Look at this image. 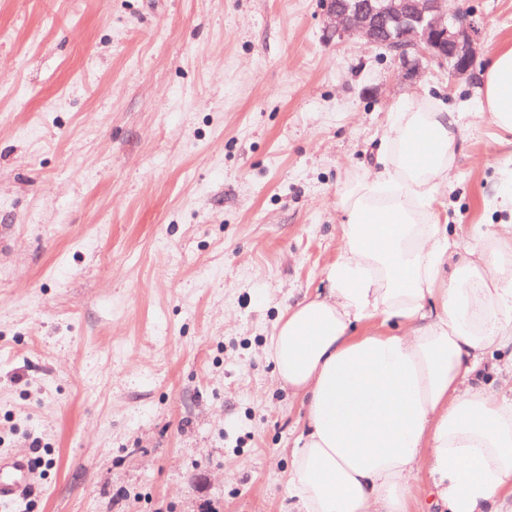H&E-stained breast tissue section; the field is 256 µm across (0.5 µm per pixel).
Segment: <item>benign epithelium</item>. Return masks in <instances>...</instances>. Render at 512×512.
Returning a JSON list of instances; mask_svg holds the SVG:
<instances>
[{
  "label": "benign epithelium",
  "mask_w": 512,
  "mask_h": 512,
  "mask_svg": "<svg viewBox=\"0 0 512 512\" xmlns=\"http://www.w3.org/2000/svg\"><path fill=\"white\" fill-rule=\"evenodd\" d=\"M327 42L387 45L409 78L436 63L460 79L472 74L478 23L457 0H322Z\"/></svg>",
  "instance_id": "benign-epithelium-1"
}]
</instances>
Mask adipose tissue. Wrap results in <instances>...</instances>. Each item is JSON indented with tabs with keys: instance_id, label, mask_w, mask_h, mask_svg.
I'll return each instance as SVG.
<instances>
[{
	"instance_id": "ef3b65f1",
	"label": "adipose tissue",
	"mask_w": 512,
	"mask_h": 512,
	"mask_svg": "<svg viewBox=\"0 0 512 512\" xmlns=\"http://www.w3.org/2000/svg\"><path fill=\"white\" fill-rule=\"evenodd\" d=\"M482 84L481 109L512 132V48ZM459 132V113L437 103L397 112L377 169L340 196L327 288L269 340L275 378L304 410L288 473L296 512H407L418 472L444 512H503L512 384L494 358L512 351V224L456 262L447 225L421 221ZM371 319L380 331L354 335Z\"/></svg>"
}]
</instances>
